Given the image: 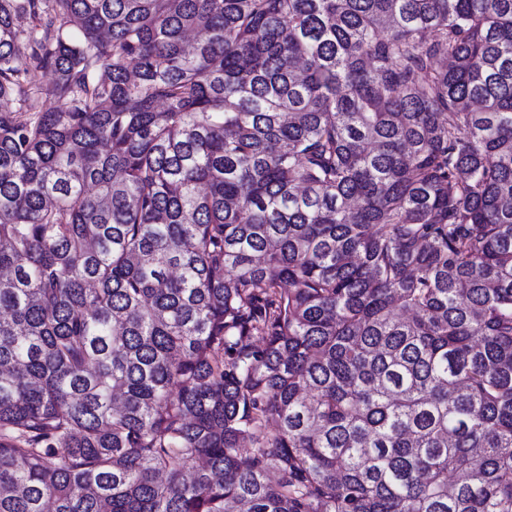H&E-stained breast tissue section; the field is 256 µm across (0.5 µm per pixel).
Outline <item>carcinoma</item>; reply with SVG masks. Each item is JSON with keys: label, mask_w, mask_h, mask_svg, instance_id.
Here are the masks:
<instances>
[{"label": "carcinoma", "mask_w": 512, "mask_h": 512, "mask_svg": "<svg viewBox=\"0 0 512 512\" xmlns=\"http://www.w3.org/2000/svg\"><path fill=\"white\" fill-rule=\"evenodd\" d=\"M8 97L0 512H512V0H0Z\"/></svg>", "instance_id": "carcinoma-1"}]
</instances>
